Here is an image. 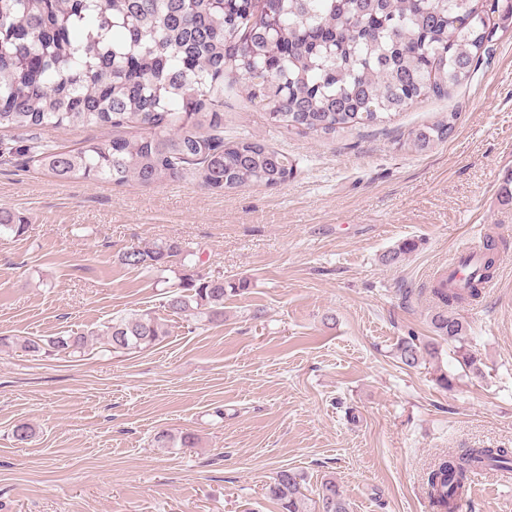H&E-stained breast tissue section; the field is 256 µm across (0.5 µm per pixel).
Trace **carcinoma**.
Returning <instances> with one entry per match:
<instances>
[{"instance_id": "1", "label": "carcinoma", "mask_w": 512, "mask_h": 512, "mask_svg": "<svg viewBox=\"0 0 512 512\" xmlns=\"http://www.w3.org/2000/svg\"><path fill=\"white\" fill-rule=\"evenodd\" d=\"M497 22L490 23V15ZM512 27V0H0V129L87 125L136 128L133 137L59 150L22 148L60 181H135L160 186L198 167L209 189L273 187L288 179V157L260 140L224 141V88L236 89L270 121L302 134L334 137L373 125L421 98L446 97L469 83L495 29ZM457 114L411 132L409 147L427 152L448 141ZM27 225L0 207V235ZM495 240L483 248L467 288H434L444 309L432 317L438 337L456 343L459 362L478 369L466 328L447 307L480 297L492 278ZM192 253L170 242L122 253V264L183 273L167 308L177 315L224 319V286L192 269ZM162 324L133 314L102 335L112 352L159 343ZM87 338H28L35 356L84 351ZM416 336L397 346L416 367L437 355ZM159 448H193L190 433L156 435ZM478 470L512 472L509 448H458L427 476L434 512H456ZM268 495L283 512H307L297 475L282 469ZM318 512H348L336 482L321 484Z\"/></svg>"}]
</instances>
